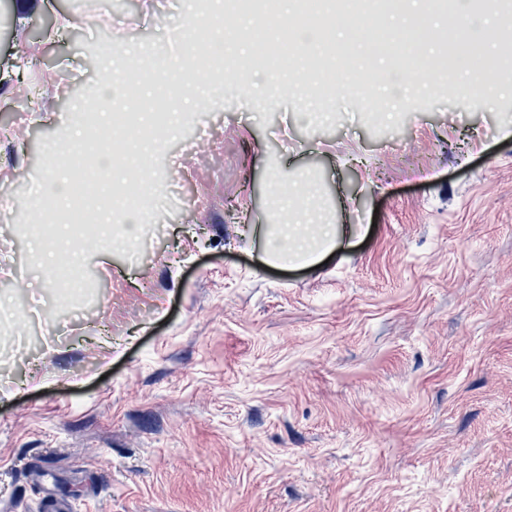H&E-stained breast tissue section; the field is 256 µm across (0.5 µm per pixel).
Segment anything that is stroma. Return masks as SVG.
Instances as JSON below:
<instances>
[{
	"instance_id": "1",
	"label": "stroma",
	"mask_w": 512,
	"mask_h": 512,
	"mask_svg": "<svg viewBox=\"0 0 512 512\" xmlns=\"http://www.w3.org/2000/svg\"><path fill=\"white\" fill-rule=\"evenodd\" d=\"M187 0H0V512H512V112L232 87L182 114L127 239L30 207L98 102ZM74 17L64 27L60 16ZM314 183L349 246L264 264L248 224Z\"/></svg>"
}]
</instances>
